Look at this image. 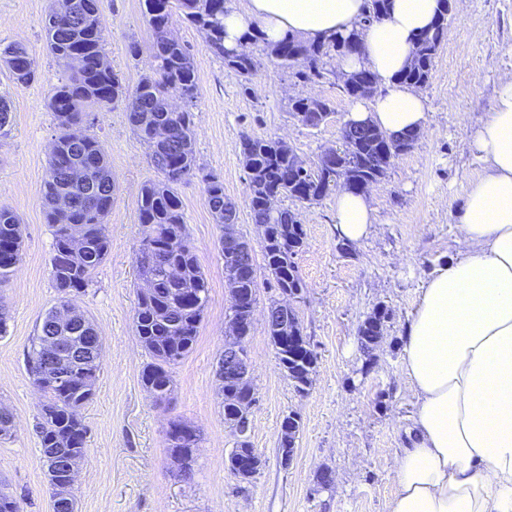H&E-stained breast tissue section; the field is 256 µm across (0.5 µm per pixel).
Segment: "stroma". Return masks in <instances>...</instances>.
Returning <instances> with one entry per match:
<instances>
[{"label":"stroma","instance_id":"1","mask_svg":"<svg viewBox=\"0 0 512 512\" xmlns=\"http://www.w3.org/2000/svg\"><path fill=\"white\" fill-rule=\"evenodd\" d=\"M49 0H0V42L27 45L37 78L12 81L0 67V97L14 119L0 132V208L14 211L23 229L22 261L0 295L8 305V333L0 337V404L16 428L0 440V477L21 512H52L46 469L34 431L45 395L26 365L42 316L57 303L50 275L52 229L43 212V183L58 129L47 106L63 76L45 47ZM105 52L129 87L150 72L153 33L144 0H101ZM171 31L191 52L198 81L196 164L224 182L237 205L238 232L261 251L249 208V185L239 155L242 135L283 139L307 164L334 144L354 103L335 73L301 83L269 51L254 47L259 66L249 82L228 72L205 48V36L181 19ZM139 56H132L133 47ZM512 72V0H468L448 15V36L420 93L427 105L425 133L395 159L370 192L371 235L342 253L334 233V196L313 205L283 199L296 210L306 242L296 262L307 285L298 306L304 334L317 354L312 387L297 392L279 368L265 324L278 290L259 276L255 319L248 339L252 384L250 443L264 460L246 482L227 467L235 437L224 423L217 374L229 317L222 234L203 184L192 177L177 187L187 237L208 284V301L193 350L173 366L168 402L155 403L141 382L149 356L135 335L133 314L141 285L136 248L142 185L157 179L146 147L131 129L124 105L98 113L95 131L112 167L116 192L107 218L110 249L86 292L76 300L103 337V361L94 396L82 410L89 428L87 455L74 493L77 512H387L388 474L405 447L413 394L401 370L402 337L429 274L449 258L459 233L454 214L468 183L481 172L468 148L471 121L488 111L500 75ZM308 93L328 100L329 118L318 127L291 119L290 97ZM389 312L382 343L371 352L357 340L359 325L377 307ZM301 417L293 462H279L281 421ZM174 422L196 429L193 477H176L165 432Z\"/></svg>","mask_w":512,"mask_h":512}]
</instances>
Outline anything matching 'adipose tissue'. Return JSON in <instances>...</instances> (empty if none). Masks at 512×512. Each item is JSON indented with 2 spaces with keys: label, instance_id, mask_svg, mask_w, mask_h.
I'll list each match as a JSON object with an SVG mask.
<instances>
[{
  "label": "adipose tissue",
  "instance_id": "adipose-tissue-1",
  "mask_svg": "<svg viewBox=\"0 0 512 512\" xmlns=\"http://www.w3.org/2000/svg\"><path fill=\"white\" fill-rule=\"evenodd\" d=\"M440 7L391 0L387 17L365 26V0H246L225 12L224 44L239 48L254 25L271 45L359 30L361 53L337 57L336 69L369 68L377 89L352 105L349 121L419 133L425 100L399 74ZM469 148L483 173L455 213V256L426 279L404 336L402 373L416 400L409 444L390 472L388 512H512V74L473 120ZM373 225L367 194L337 193L339 240L359 244Z\"/></svg>",
  "mask_w": 512,
  "mask_h": 512
}]
</instances>
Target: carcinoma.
I'll return each mask as SVG.
<instances>
[{
    "label": "carcinoma",
    "mask_w": 512,
    "mask_h": 512,
    "mask_svg": "<svg viewBox=\"0 0 512 512\" xmlns=\"http://www.w3.org/2000/svg\"><path fill=\"white\" fill-rule=\"evenodd\" d=\"M72 15L59 18L52 12L46 16V47L60 66L70 71L66 81L53 89L48 106L53 112L58 135L57 151L51 155L44 181L43 200L46 223L53 227L51 279L58 292L59 304H69L91 283L93 272L105 259L110 247L106 219L112 210L114 178L112 167L92 131L94 112H103L116 103H125L132 130L144 142L152 166L162 175L145 183L139 199L140 223L148 233L137 247V260L154 276L151 287L140 292L133 321L136 335L148 351L151 362L141 375L144 388L157 402L167 399L172 390L171 367L184 359L196 343L198 327L208 301V284L197 257L190 246L183 221L182 203L176 185L195 175V150L192 108L172 109L169 96L177 93L195 102L198 94L193 58L190 51L169 33L174 13L190 25L208 26L210 38L206 49L222 59L232 73L245 79L255 72L258 60L251 50L229 56L224 52L225 0H144L145 18L153 31L150 46L151 74L131 89L122 83L106 61L104 45L106 28L100 11V0H71ZM390 0H367L361 24L383 20ZM448 34V8H443L434 25L420 33L414 43L412 58L416 65L400 74L403 84L425 87L431 77L435 59ZM282 54L279 64L292 76L307 82L322 76L324 59L331 52L340 55L358 54L361 41L356 31L323 42H308L288 37L279 42ZM0 65L13 80L28 85L36 78L35 61L29 49L20 43L0 44ZM376 80L366 68L347 74L343 89L357 98L364 82ZM331 113L328 102L315 97H298L290 102V114L323 116ZM82 124L85 134L76 141L70 130ZM357 133L353 141L331 166L317 163L302 172L296 165L295 152L279 145L272 137L245 135L240 141L250 185L249 207L254 223L264 225L262 237L263 268L273 279L279 293L305 294L306 284L299 274L296 257L305 243L306 233L296 211L273 199L288 198L299 203L314 204L336 187L356 191L369 181L384 178L393 161L411 150L405 140L411 135H389L376 125H348ZM92 166L83 182L72 183L66 172L87 163ZM207 204L216 223L228 237L240 238L236 231L237 206L224 194V182L217 176H203ZM65 195L71 210L61 213L56 198ZM82 245L81 258L68 259L70 241ZM225 284L230 297L242 291L257 294V265L244 263L236 251L222 245ZM22 259V232L19 218L10 210L0 208V284ZM182 269V279L167 277V269ZM54 310L42 319L39 332L28 352L29 371L33 383L41 387L46 400L35 424L43 465L60 481L63 475L55 469L59 449L84 457L87 454L88 428L81 409L94 395L97 373L101 369L103 338L95 323L87 321L90 335L96 337L87 358L72 364L67 359L52 358L43 350V341L56 333ZM388 318L385 309L374 311L358 327L361 346L369 350L377 345L381 321ZM270 341L275 348L281 370L299 392L313 383L315 369L309 367L310 355L305 346L282 344L278 325L268 323ZM70 380L57 384L61 373ZM223 387L228 396L245 399L253 389L251 379H227ZM301 428V420L286 415L281 423L283 448H292ZM171 455L177 460L180 477L193 475V453L198 445L196 431L174 422L166 431Z\"/></svg>",
    "instance_id": "obj_1"
}]
</instances>
